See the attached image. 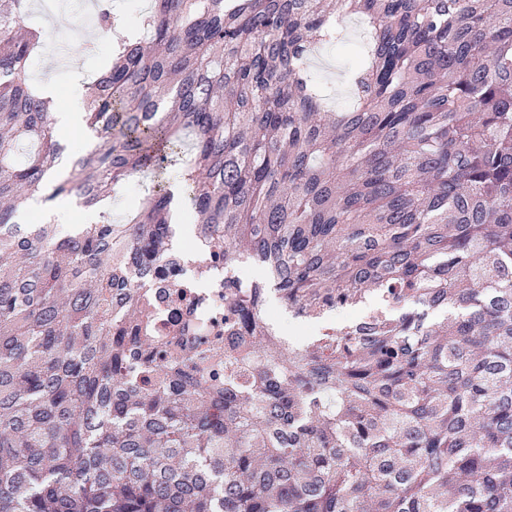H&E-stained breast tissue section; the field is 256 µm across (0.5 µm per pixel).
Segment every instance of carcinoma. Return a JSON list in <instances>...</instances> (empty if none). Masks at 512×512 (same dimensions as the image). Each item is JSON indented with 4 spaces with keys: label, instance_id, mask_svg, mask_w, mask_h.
Listing matches in <instances>:
<instances>
[{
    "label": "carcinoma",
    "instance_id": "1",
    "mask_svg": "<svg viewBox=\"0 0 512 512\" xmlns=\"http://www.w3.org/2000/svg\"><path fill=\"white\" fill-rule=\"evenodd\" d=\"M349 15L333 112L309 59ZM130 27L92 81L97 147L52 178L44 34L0 0V512H512V0H151ZM179 163L224 262L270 283L224 280L222 384L137 335ZM136 175L122 224L21 222ZM371 293L397 312L299 346L264 317Z\"/></svg>",
    "mask_w": 512,
    "mask_h": 512
}]
</instances>
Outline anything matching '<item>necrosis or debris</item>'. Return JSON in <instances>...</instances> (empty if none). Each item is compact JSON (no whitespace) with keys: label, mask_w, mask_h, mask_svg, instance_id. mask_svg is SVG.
I'll return each instance as SVG.
<instances>
[{"label":"necrosis or debris","mask_w":512,"mask_h":512,"mask_svg":"<svg viewBox=\"0 0 512 512\" xmlns=\"http://www.w3.org/2000/svg\"><path fill=\"white\" fill-rule=\"evenodd\" d=\"M241 267L238 261L224 263L208 237L191 231L170 257L135 275L150 310L144 336L163 345L177 343L186 332L203 337L190 358L209 378L223 380L224 366L213 356L224 349V279L239 277Z\"/></svg>","instance_id":"4bbe7bcc"}]
</instances>
